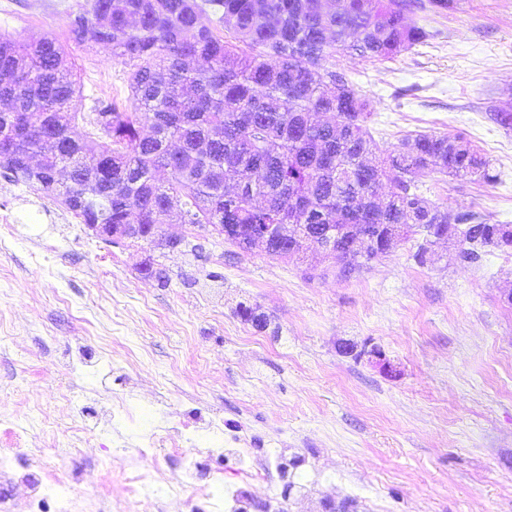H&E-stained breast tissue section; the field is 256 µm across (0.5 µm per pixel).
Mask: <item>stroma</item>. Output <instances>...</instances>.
<instances>
[{"instance_id": "1", "label": "stroma", "mask_w": 512, "mask_h": 512, "mask_svg": "<svg viewBox=\"0 0 512 512\" xmlns=\"http://www.w3.org/2000/svg\"><path fill=\"white\" fill-rule=\"evenodd\" d=\"M92 0H0V34L68 45L77 111L127 105V67L92 39L74 44L70 20ZM427 39L390 61L336 54L373 103L381 151L408 133H459L487 155L494 184L437 173L424 195L448 212L512 224V0H429L406 16ZM0 454L31 449L33 465L0 474L13 512H32L31 487L68 474L78 512H154L128 498L130 446L157 439L160 482L181 485L168 512L208 508L195 470L232 484L225 440L245 432L250 463L276 462L290 512H512V255L460 262L446 242L425 265L400 243L348 279L318 250L305 261L241 252L180 222L191 246L169 251L108 243L58 201L0 169ZM154 261L168 279L145 277ZM252 308L255 327L240 314ZM352 353H345L343 343ZM384 352L390 370L374 350Z\"/></svg>"}]
</instances>
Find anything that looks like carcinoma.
Listing matches in <instances>:
<instances>
[{"instance_id": "obj_1", "label": "carcinoma", "mask_w": 512, "mask_h": 512, "mask_svg": "<svg viewBox=\"0 0 512 512\" xmlns=\"http://www.w3.org/2000/svg\"><path fill=\"white\" fill-rule=\"evenodd\" d=\"M414 0H94L71 35L87 33L130 66V108L98 105L105 122L81 137L71 122L76 82L66 49L44 36L0 35V167L16 185L38 182L85 224H333L343 253L337 275L366 267L386 238L451 228L459 257L512 251V224L474 211L450 214L420 191L430 172L495 183L490 160L459 134L408 135L369 169L376 149L371 102L326 68L338 52L391 59L427 33L405 23ZM245 45L225 40L223 30ZM332 114L329 122L311 120ZM40 158L32 167L30 159ZM67 168L66 181L56 179ZM166 171L161 181L156 173ZM341 224H363L372 244L349 249Z\"/></svg>"}]
</instances>
